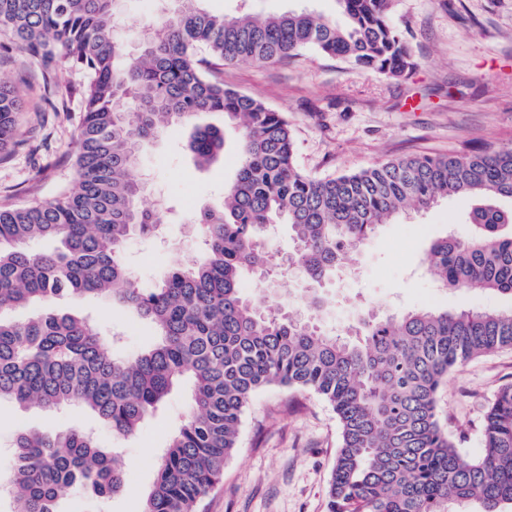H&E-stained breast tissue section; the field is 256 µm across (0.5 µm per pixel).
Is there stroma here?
<instances>
[{"instance_id":"obj_1","label":"stroma","mask_w":512,"mask_h":512,"mask_svg":"<svg viewBox=\"0 0 512 512\" xmlns=\"http://www.w3.org/2000/svg\"><path fill=\"white\" fill-rule=\"evenodd\" d=\"M205 9L236 16L242 11L280 15L291 10L339 18L336 0H205ZM158 0H123L114 36L126 49L138 44L142 20L157 16ZM391 21L413 48L417 70L387 81L352 70L339 57L311 51L285 62L225 65V86L257 97L292 124L297 162L318 177L339 175L373 163L416 153L447 154L467 144L512 146V0H394ZM73 94L66 110L51 108L43 90L20 87V132L28 150L0 162V206L23 205L55 195L72 179L70 156L81 116V91L89 81L77 69L59 74ZM224 115L207 112L195 124L177 127L141 149L138 172L147 175L148 204H160L163 233L132 237L123 257L142 286L162 278L177 262L204 248L187 222L196 210L218 205L239 168L233 133L224 152L198 164L186 144L195 126H223ZM470 203L461 197L439 200L380 226L354 270L326 281L321 327L340 334L360 310L380 313L419 308L508 310L512 298L472 289L437 287L421 265L432 239L447 232L469 235L463 216ZM59 309L77 313L102 332L118 334L117 356L131 360L154 338V328L135 313L92 297H68ZM512 382V350L479 358L452 374L438 396L441 422L464 457L482 448V419L497 388ZM189 403L187 388L174 391L132 436H113L88 412L71 406L47 410L0 402V469L6 468L18 427H51L91 432L99 445L118 449L126 461V489L102 500L70 490L63 512H140L160 454ZM339 424L333 408L310 391L268 386L244 411L238 448L224 466V478L200 504V512H325Z\"/></svg>"}]
</instances>
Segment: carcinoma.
Masks as SVG:
<instances>
[{
	"mask_svg": "<svg viewBox=\"0 0 512 512\" xmlns=\"http://www.w3.org/2000/svg\"><path fill=\"white\" fill-rule=\"evenodd\" d=\"M148 37L129 54L114 38V0H0V53L20 51V81L58 85L67 67L89 76L71 183L51 198L0 206V401L76 406L120 437L134 434L167 397L189 385L190 408L159 458L142 512H197L223 478L253 394L276 385L318 394L335 411L340 442L325 512H512V383L482 422L483 447L466 459L438 414L448 376L512 350V310L363 312L343 335L323 331L325 280L362 253L379 226L441 197L472 201L469 236L433 241L427 271L446 289L512 296V147L481 143L460 154H413L356 172L316 177L295 160L293 128L262 100L224 87L226 63L267 64L313 51L381 79L409 76L418 60L391 23L393 0H337L344 24L320 15L211 14L204 0H163ZM16 86L0 76V159L22 145ZM235 125L240 164L221 207L195 213L201 257L143 287L123 259L133 235L158 232L135 177L142 144L201 113ZM188 150L210 162L224 130L197 126ZM286 224L288 254L271 228ZM51 238V252L29 243ZM285 260L301 270L296 294L268 291L258 306L245 274L270 282ZM92 295L156 328L133 361L112 353L95 325L51 304ZM9 512H60L71 488L100 497L124 490V465L82 429L18 430L9 465Z\"/></svg>",
	"mask_w": 512,
	"mask_h": 512,
	"instance_id": "carcinoma-1",
	"label": "carcinoma"
}]
</instances>
